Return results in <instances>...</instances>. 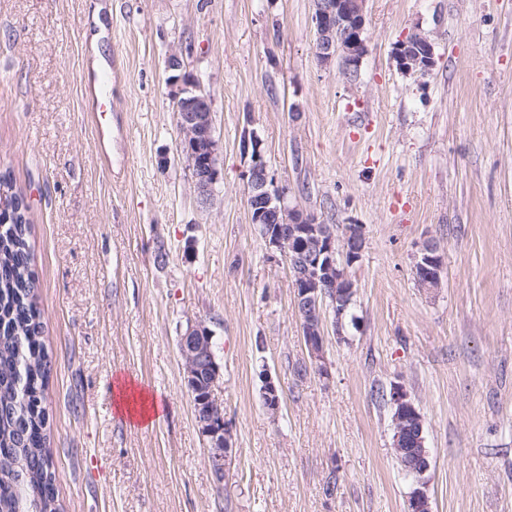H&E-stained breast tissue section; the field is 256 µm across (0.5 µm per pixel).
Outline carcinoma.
<instances>
[{
  "mask_svg": "<svg viewBox=\"0 0 512 512\" xmlns=\"http://www.w3.org/2000/svg\"><path fill=\"white\" fill-rule=\"evenodd\" d=\"M27 212L9 172L0 174V512H20L32 495L41 512H58L47 448L50 365Z\"/></svg>",
  "mask_w": 512,
  "mask_h": 512,
  "instance_id": "obj_1",
  "label": "carcinoma"
}]
</instances>
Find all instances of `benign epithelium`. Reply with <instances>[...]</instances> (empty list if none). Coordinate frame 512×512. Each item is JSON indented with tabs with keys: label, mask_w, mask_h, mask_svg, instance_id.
Returning <instances> with one entry per match:
<instances>
[{
	"label": "benign epithelium",
	"mask_w": 512,
	"mask_h": 512,
	"mask_svg": "<svg viewBox=\"0 0 512 512\" xmlns=\"http://www.w3.org/2000/svg\"><path fill=\"white\" fill-rule=\"evenodd\" d=\"M366 0H313L312 20L316 29L315 55L322 65L340 58L349 73H358L367 52L365 14ZM394 43L393 60L405 74H428L435 65L434 43L418 34ZM173 103L182 138L180 153L188 158L191 180L200 204L214 200L220 179L218 169L219 140L213 126L212 103L198 75L189 72L187 78L173 81ZM254 148L245 172L250 195L266 201L272 207L276 223L264 226L262 237L272 251L288 259L292 268L294 306L301 320L302 335L310 359L318 364L324 359L323 306L330 302L336 325L353 303L355 285L347 268L359 261L364 247L361 226L351 224L344 235L336 227L314 213L288 205V188L270 174L258 136L244 134L242 148ZM443 259L439 246L426 243L414 257L413 273L422 288L434 289L442 284ZM181 354L185 360V381L192 384L202 369L210 371V386L219 378L211 336L202 327L191 328L182 336ZM392 408L393 451L404 471L417 479L410 492L409 512H432L430 497L421 476L429 469L424 446L423 420L415 401L401 385L390 390ZM264 400L269 411L279 409L280 399L272 379L264 385ZM204 415L198 417L202 434L209 440V456L215 464V475L224 474L232 457L231 427L224 418L223 403L208 394Z\"/></svg>",
	"instance_id": "benign-epithelium-1"
}]
</instances>
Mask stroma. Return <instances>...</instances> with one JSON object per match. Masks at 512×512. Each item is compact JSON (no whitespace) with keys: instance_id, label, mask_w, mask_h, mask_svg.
Here are the masks:
<instances>
[{"instance_id":"stroma-1","label":"stroma","mask_w":512,"mask_h":512,"mask_svg":"<svg viewBox=\"0 0 512 512\" xmlns=\"http://www.w3.org/2000/svg\"><path fill=\"white\" fill-rule=\"evenodd\" d=\"M107 3L116 108L92 122L88 0H0V173L29 206L63 512H408L415 479L378 394L394 383L424 419L433 512H512V0H366L354 76L318 63L312 0ZM416 29L435 46L423 78L390 56ZM175 50L222 145L206 207L178 148ZM247 131L289 205L362 227L349 313L324 311L321 370L288 262L249 220ZM429 240L433 291L413 275ZM197 324L233 429L223 484L179 351ZM119 375L161 396L152 425L117 413ZM443 259L435 242L426 243L414 257L413 273L421 288H440Z\"/></svg>"}]
</instances>
